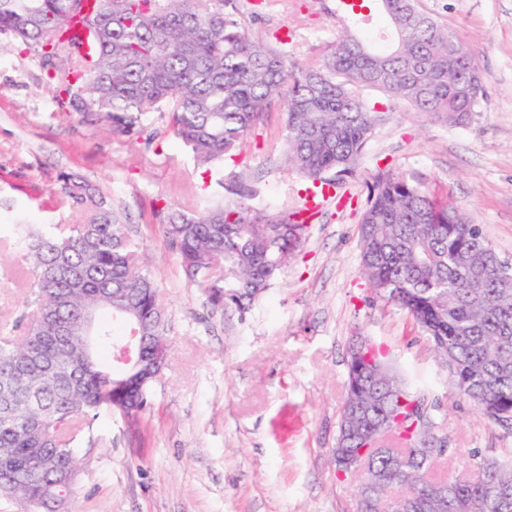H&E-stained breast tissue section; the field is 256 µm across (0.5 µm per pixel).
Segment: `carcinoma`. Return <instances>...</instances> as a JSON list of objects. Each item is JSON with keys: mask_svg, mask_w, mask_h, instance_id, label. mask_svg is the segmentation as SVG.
Segmentation results:
<instances>
[{"mask_svg": "<svg viewBox=\"0 0 512 512\" xmlns=\"http://www.w3.org/2000/svg\"><path fill=\"white\" fill-rule=\"evenodd\" d=\"M390 20L393 43L356 30L368 0H339L343 28L320 62H288L283 50L252 37L231 0H0V34L36 57L60 111L107 130L141 131L149 112L169 114L175 137L195 160L234 157L260 115L280 101L286 113L284 165L312 188L342 200L347 178L378 121L366 89L423 114L458 123L485 95L477 57L460 64L462 38L418 8L417 0H374ZM82 214L77 224H16L14 243L26 288L14 324L0 333V495L49 509L74 492L79 437L103 412L133 417L150 388L129 386L117 349L135 316L140 360L167 364V320L154 273L107 197L61 176ZM203 211L174 210L164 235L217 309L245 310L287 265L292 242L317 212L259 216L247 195ZM370 286L427 333L450 370L451 395L487 420L512 428V260L477 224L428 190L388 171L367 184L358 230ZM97 313L88 350L82 313ZM349 349L335 464L358 455L386 408L400 414L401 379ZM401 445L368 449L364 462L393 491L397 512H512V465L480 459L473 477L443 480L433 471L447 452ZM448 489L446 507L434 492Z\"/></svg>", "mask_w": 512, "mask_h": 512, "instance_id": "1", "label": "carcinoma"}]
</instances>
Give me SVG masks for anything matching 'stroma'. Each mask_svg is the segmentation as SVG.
<instances>
[{"label":"stroma","instance_id":"35a3bbf8","mask_svg":"<svg viewBox=\"0 0 512 512\" xmlns=\"http://www.w3.org/2000/svg\"><path fill=\"white\" fill-rule=\"evenodd\" d=\"M255 38L280 36L289 59H323L341 29L336 0H233ZM477 55L478 112L453 125L376 90L383 114L350 180L352 193L385 169L422 185L480 225L512 256V0H419ZM140 136L60 112L37 60L0 35V224H74L60 177L108 194L157 274L169 359L134 418L103 415L80 439L68 512H357L355 485L336 477L333 450L352 337L380 347L446 436L455 477L478 456L512 463V433L454 398L426 333L370 288L360 267L358 209L328 200L302 246L247 312L213 308L164 236L173 209L199 211L251 195L256 211L296 210L307 183L282 160L285 116L264 113L240 155L208 167L173 135L164 112Z\"/></svg>","mask_w":512,"mask_h":512}]
</instances>
